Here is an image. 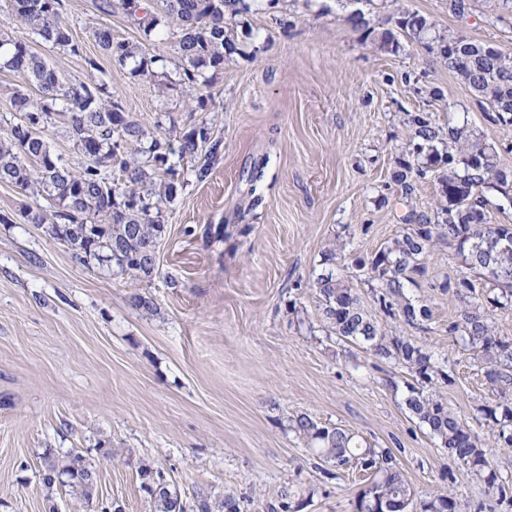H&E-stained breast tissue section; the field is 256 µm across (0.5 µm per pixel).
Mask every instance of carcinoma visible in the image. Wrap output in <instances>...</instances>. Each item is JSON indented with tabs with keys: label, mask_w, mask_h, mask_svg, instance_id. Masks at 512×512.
Instances as JSON below:
<instances>
[{
	"label": "carcinoma",
	"mask_w": 512,
	"mask_h": 512,
	"mask_svg": "<svg viewBox=\"0 0 512 512\" xmlns=\"http://www.w3.org/2000/svg\"><path fill=\"white\" fill-rule=\"evenodd\" d=\"M257 0H100L98 9L110 15L122 10L139 26L143 40L136 43L116 40L106 27H96L92 36L103 55L134 77L164 78L189 89L190 111H204L209 96L204 88L207 73L224 69V60L236 51L227 36L225 24L250 14ZM486 11L499 23L512 20V0H483ZM7 19L0 21V71L20 78L12 92L11 105L23 114L21 124L0 138V182L9 183L35 197L51 201L47 213L32 207L21 211L30 224L46 225L47 233L67 245L80 261L96 262L100 268L133 279L150 277L156 266L154 252L165 233L162 206L173 200L178 188L188 183L169 163L174 154L165 134L146 131L126 112L121 101L108 91L97 76V59L84 57L87 78L72 82L50 68L32 43L52 50L83 57L81 45L62 25L63 0H4ZM18 22L33 36L29 42L15 37L11 27ZM175 25L180 37L173 47L178 60L175 71L169 60L150 52L153 38L161 28ZM401 28L416 37L431 27L418 12L406 13ZM456 37L442 40L448 72L468 87L495 124L512 127V54L501 51L486 56L469 51L459 63L448 56V46ZM37 94H32V91ZM65 121L69 139L83 163L73 169L54 154L45 131L56 119ZM414 162L401 164L394 179L410 189L408 178L426 176L420 159L441 162L446 169L438 178L437 216H418L390 245L371 256H359L355 265L366 271L375 283L374 301L398 323L422 329L431 318L425 304L407 297L414 276L426 273L423 259L434 246L446 244L461 259V270L448 281V291L459 301L457 319L448 324V334L476 352L486 385L499 402L479 408L482 424L489 428L492 441L474 431L456 412L427 390L441 381L450 382L444 362L434 353L415 345L404 336L389 334L361 305L340 274L330 270L319 275L313 286L321 302L322 314L336 335L366 346L376 358L393 359L417 377L407 387L405 404L419 426L444 448L460 471L480 480L487 493L506 496V486L491 458L493 448H512V339L495 336L493 310L512 304V224H480L488 206L512 209V165L504 155L511 147L500 148L480 142L467 124L448 126L443 135L426 114L409 117ZM211 128L204 121L194 122L179 132V151L195 155L210 144L204 161L190 170L189 178L207 180L217 161L218 145L210 143ZM118 166L122 183H114L104 170ZM492 284L493 296L481 300L474 295L473 278ZM291 428L306 439L312 453L340 470L358 466L372 480L362 492L357 512H408L414 492L396 466L389 451H376L363 444L354 432L327 426L301 413L291 419ZM140 487L153 503L154 512H185L178 493L163 473L144 464L138 470ZM41 482L49 490L67 486L85 501L94 499L98 473L79 452L44 458ZM197 512H241L232 495L220 503L204 497L197 501ZM477 505L442 490L421 504V512H483Z\"/></svg>",
	"instance_id": "1"
}]
</instances>
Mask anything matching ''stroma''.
Listing matches in <instances>:
<instances>
[{
	"mask_svg": "<svg viewBox=\"0 0 512 512\" xmlns=\"http://www.w3.org/2000/svg\"><path fill=\"white\" fill-rule=\"evenodd\" d=\"M98 2L64 0L62 19L83 54L48 50V64L75 81L86 75L85 58L99 59L110 92L146 128L206 121L218 161L165 206L157 270L133 286L26 223L20 211L35 198L0 184V214L9 218L0 223V512H45L51 502L59 512L113 504L151 512L138 478L144 462L164 472L186 512H196L201 493L234 495L241 512H270L285 489L294 512H356L362 472L328 474L290 428L301 413L391 450L416 500L451 486L492 512H512V492L500 500L478 480L449 481L445 449L405 406L413 376L338 339L312 286L333 239L343 238L351 260L389 244L412 214L436 210L440 166L409 193L393 180L412 159L409 115L427 113L443 128L463 120L483 142H512L438 47L464 35L512 51V28L488 19L482 0L463 17L448 0H278L229 27L238 51L214 75L207 111L190 113L180 87L131 77L101 57L93 28L106 25L117 40L141 34L122 11L100 13ZM355 11L364 27L347 23ZM414 11L433 25L416 38L397 26ZM386 30L397 52L374 42ZM222 225L230 236L219 241ZM425 265L407 293L432 319L397 332L446 358L451 381L440 395L487 434L475 416L496 396L475 354L448 334L457 303L446 284L460 260L442 247ZM135 293L151 297L156 312L136 310ZM104 448L112 456H101ZM49 450L90 459L97 500L61 486L46 492L39 469Z\"/></svg>",
	"mask_w": 512,
	"mask_h": 512,
	"instance_id": "stroma-1",
	"label": "stroma"
}]
</instances>
